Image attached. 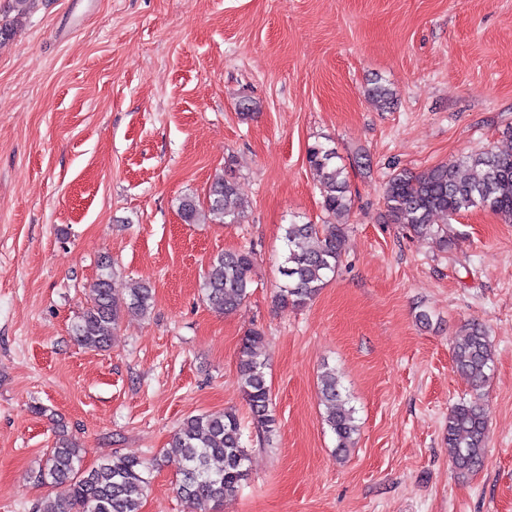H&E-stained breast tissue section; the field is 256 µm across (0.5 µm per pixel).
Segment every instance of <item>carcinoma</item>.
Listing matches in <instances>:
<instances>
[{
	"label": "carcinoma",
	"mask_w": 512,
	"mask_h": 512,
	"mask_svg": "<svg viewBox=\"0 0 512 512\" xmlns=\"http://www.w3.org/2000/svg\"><path fill=\"white\" fill-rule=\"evenodd\" d=\"M307 159L327 220L284 227L287 251L278 267L283 282L275 295L281 308L308 305L335 273L341 257L342 219L351 208L345 167L336 164L335 149L316 143L308 148ZM205 199L204 206L194 196L179 199L178 211L184 223H240L243 203L233 177H215ZM384 203L391 223L403 224L418 236L434 237L438 247L446 251L453 244L447 223L471 208L489 209L512 222V155L486 150L418 174L402 170L386 183ZM253 269L254 253L250 250L214 256L202 287L209 306L226 314L246 302ZM153 300V288L146 284L115 293L112 262L103 258L90 303L75 322L73 335L82 345L106 348L121 317L147 315ZM262 340L263 334L257 329L247 333L239 352V372L256 427L271 435L277 422L270 410L265 358L258 351ZM493 362V348L484 329L479 324L469 325L454 346L453 363L474 394L451 408L445 435L454 471L461 477L480 468L486 457V416L480 391ZM319 391L325 406L324 423L336 438L335 455L345 457L359 432L355 410L348 406L335 370L321 372ZM171 448L181 463L177 491L193 512H218L248 479L250 455L242 443L240 420L232 410L219 416L188 418L174 435ZM83 453L65 430L57 432L53 446L46 450L31 477L45 487L68 484V497L62 502L46 496L34 505L33 512H139L155 463L115 452L86 470L82 467Z\"/></svg>",
	"instance_id": "1"
}]
</instances>
